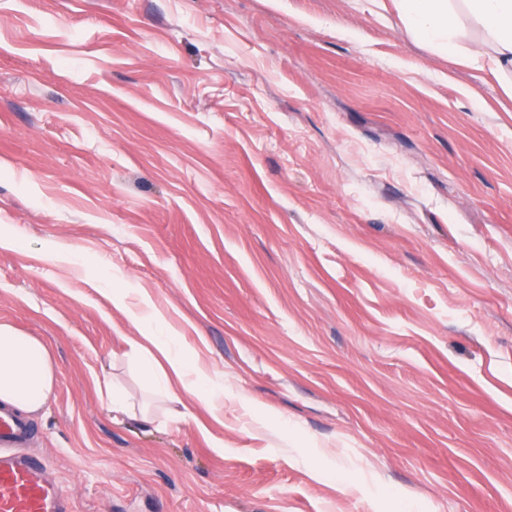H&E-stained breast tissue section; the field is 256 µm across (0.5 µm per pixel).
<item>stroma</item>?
I'll use <instances>...</instances> for the list:
<instances>
[{
  "mask_svg": "<svg viewBox=\"0 0 512 512\" xmlns=\"http://www.w3.org/2000/svg\"><path fill=\"white\" fill-rule=\"evenodd\" d=\"M5 323L72 512H512V73L377 0H0ZM54 384L53 358L41 342L0 324V403L38 411ZM145 343L152 345L162 354L167 366V368H161L158 365L160 369L158 371L154 366L147 365L143 369V374L149 384H154L157 379H160L164 384V394L177 399L186 394L210 406L214 392L203 386L205 375L198 372L196 380L189 382L187 377L191 368L187 359L174 353L163 341L162 336H139V340L134 341L131 346L134 349L148 350Z\"/></svg>",
  "mask_w": 512,
  "mask_h": 512,
  "instance_id": "obj_1",
  "label": "stroma"
}]
</instances>
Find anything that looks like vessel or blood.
<instances>
[{"mask_svg":"<svg viewBox=\"0 0 512 512\" xmlns=\"http://www.w3.org/2000/svg\"><path fill=\"white\" fill-rule=\"evenodd\" d=\"M26 422L0 413V512H69L66 496L50 469L25 453Z\"/></svg>","mask_w":512,"mask_h":512,"instance_id":"obj_1","label":"vessel or blood"}]
</instances>
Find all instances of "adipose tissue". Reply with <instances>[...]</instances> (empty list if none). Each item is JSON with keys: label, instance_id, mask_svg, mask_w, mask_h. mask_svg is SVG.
Masks as SVG:
<instances>
[{"label": "adipose tissue", "instance_id": "adipose-tissue-1", "mask_svg": "<svg viewBox=\"0 0 512 512\" xmlns=\"http://www.w3.org/2000/svg\"><path fill=\"white\" fill-rule=\"evenodd\" d=\"M454 0H390L398 16L408 23L410 35L425 39L444 49L451 43ZM472 20L495 46V54L474 51L470 60L490 71L500 70L512 62V0H461ZM152 345L162 354L166 366L143 370L148 383L162 381L164 392L171 397L188 395L203 404H210L211 390L202 380H189L191 368L187 359L174 353L159 336H141L134 341L136 349ZM54 384L53 358L41 342L17 333L11 326L0 324V403L24 412L38 411L50 396Z\"/></svg>", "mask_w": 512, "mask_h": 512}]
</instances>
